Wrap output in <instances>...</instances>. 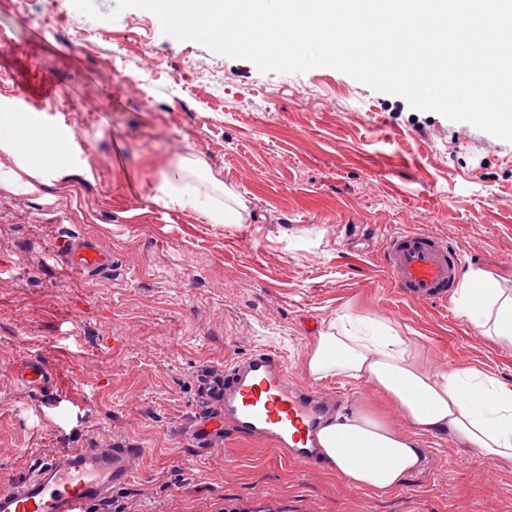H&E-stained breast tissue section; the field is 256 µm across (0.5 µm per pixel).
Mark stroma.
Returning <instances> with one entry per match:
<instances>
[{"label": "stroma", "instance_id": "stroma-1", "mask_svg": "<svg viewBox=\"0 0 512 512\" xmlns=\"http://www.w3.org/2000/svg\"><path fill=\"white\" fill-rule=\"evenodd\" d=\"M115 5L99 0L94 19L72 0H0L12 45L0 109H14V83L52 79L42 118L50 154L67 157L33 179L0 154V490L53 450L121 439L144 450L112 495L123 512H512V460L444 434L422 437L426 464L382 495L254 443L192 439L210 407L203 370L258 348L350 407L379 403L367 383L305 369L348 303L397 322L435 366L512 385V345L485 339L455 299L403 298L379 251L353 254L347 239L351 224L379 240L412 226L512 289V142L329 67L261 72L166 35L146 10L106 20ZM179 156L241 196V223L167 203L156 187ZM64 234L94 240L111 268L69 270L55 253ZM27 358L55 369L53 397L17 385Z\"/></svg>", "mask_w": 512, "mask_h": 512}]
</instances>
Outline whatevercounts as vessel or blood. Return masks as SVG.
I'll use <instances>...</instances> for the list:
<instances>
[{"instance_id":"1","label":"vessel or blood","mask_w":512,"mask_h":512,"mask_svg":"<svg viewBox=\"0 0 512 512\" xmlns=\"http://www.w3.org/2000/svg\"><path fill=\"white\" fill-rule=\"evenodd\" d=\"M58 250L67 265L90 275L106 270L112 258L92 241L61 236ZM383 266L394 288L420 303H442L456 288L459 253L447 243L405 228L381 246ZM15 381L43 396L56 388V373L39 359L21 362ZM207 399L212 415L195 436L211 446L216 440H252L274 448L307 467L320 463L318 433L333 418L339 396L294 382L280 354L267 348L229 360ZM143 454L138 445L114 442L47 454L10 488L0 490V512H103L116 489L126 486Z\"/></svg>"}]
</instances>
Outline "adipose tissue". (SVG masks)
<instances>
[{
    "instance_id": "adipose-tissue-1",
    "label": "adipose tissue",
    "mask_w": 512,
    "mask_h": 512,
    "mask_svg": "<svg viewBox=\"0 0 512 512\" xmlns=\"http://www.w3.org/2000/svg\"><path fill=\"white\" fill-rule=\"evenodd\" d=\"M43 147L40 130L21 113H0V151L36 177L41 169L34 161ZM194 166L180 159L164 174L160 191L213 223H239L233 193L220 203L208 190L185 185L183 175ZM457 312L488 339L512 344V292L492 274L473 267L463 273ZM305 367L316 380L336 374L371 384L413 428L403 435L370 407L325 425L321 452L336 477L351 486L376 494L400 488L425 459L420 437L440 433L488 459L512 458V386L475 368H434L391 320L350 307L337 311L312 343Z\"/></svg>"
}]
</instances>
